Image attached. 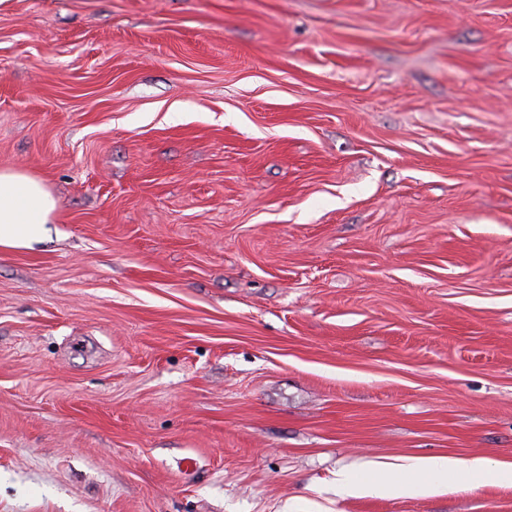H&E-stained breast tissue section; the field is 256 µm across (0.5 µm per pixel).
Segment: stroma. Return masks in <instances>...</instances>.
Listing matches in <instances>:
<instances>
[{"instance_id":"stroma-1","label":"stroma","mask_w":512,"mask_h":512,"mask_svg":"<svg viewBox=\"0 0 512 512\" xmlns=\"http://www.w3.org/2000/svg\"><path fill=\"white\" fill-rule=\"evenodd\" d=\"M0 512H512L347 497L512 464V0H0ZM57 210L41 179L14 167L0 169V251L31 250L49 240ZM369 471L372 477L363 483L355 482L350 471L337 472L336 494L342 497L432 495L448 487V476L475 484L488 479L512 483V464L493 462L487 458L462 461L404 457L397 464H377Z\"/></svg>"}]
</instances>
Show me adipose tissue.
<instances>
[{"mask_svg":"<svg viewBox=\"0 0 512 512\" xmlns=\"http://www.w3.org/2000/svg\"><path fill=\"white\" fill-rule=\"evenodd\" d=\"M58 202L45 183L14 167L0 169V251L30 250L51 237ZM369 481L358 483L350 471L336 474V493L342 497L397 494L432 495L447 488L449 479L481 484L487 480L512 483V464L486 458L405 457L379 464Z\"/></svg>","mask_w":512,"mask_h":512,"instance_id":"adipose-tissue-1","label":"adipose tissue"}]
</instances>
